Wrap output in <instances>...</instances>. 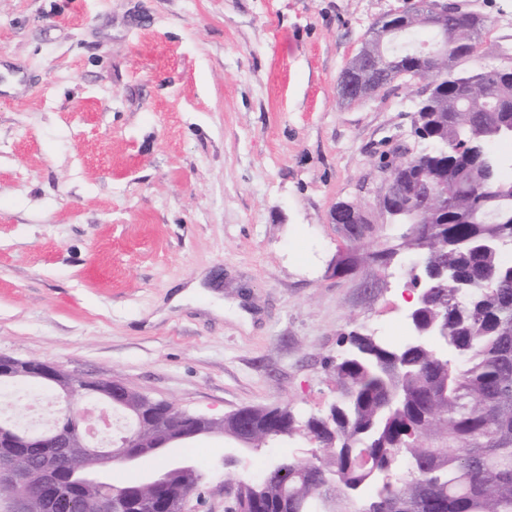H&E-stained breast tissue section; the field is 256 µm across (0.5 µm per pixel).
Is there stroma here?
Wrapping results in <instances>:
<instances>
[{
	"label": "stroma",
	"instance_id": "1",
	"mask_svg": "<svg viewBox=\"0 0 512 512\" xmlns=\"http://www.w3.org/2000/svg\"><path fill=\"white\" fill-rule=\"evenodd\" d=\"M408 2L0 0V354L217 418L325 415L340 336L408 335L406 259L336 276L333 221L377 220L381 151L411 138L417 85L346 104L337 85ZM455 3L507 43L512 0ZM315 448L171 454L205 475L192 512H224L225 479Z\"/></svg>",
	"mask_w": 512,
	"mask_h": 512
}]
</instances>
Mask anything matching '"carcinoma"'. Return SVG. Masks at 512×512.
<instances>
[{
    "label": "carcinoma",
    "mask_w": 512,
    "mask_h": 512,
    "mask_svg": "<svg viewBox=\"0 0 512 512\" xmlns=\"http://www.w3.org/2000/svg\"><path fill=\"white\" fill-rule=\"evenodd\" d=\"M423 27L410 28L406 54L394 62L395 78L423 74L428 92L412 120L416 137L430 144L400 170L405 193L390 201L397 210L424 205L427 191L446 199L428 214L429 223L396 236L398 256L423 254L437 276L448 267L475 285L462 302L452 288H430L419 319L442 327L443 335L420 344L395 346L372 334L341 337L343 354L329 361L339 395L325 417L299 426L287 407L248 406L252 447L272 441L274 425L293 435L302 428L320 448L303 459L283 457L259 480L232 483L234 508L225 512H512V221L489 215L512 211V180L496 174L486 193L472 184L482 177L472 146L501 137L498 124L512 112H495L512 102V74L481 62L489 31L448 35L456 57L430 62L414 55L423 46ZM474 60L470 71L462 63ZM348 237L336 270L365 264L384 266L396 256L387 247ZM138 487L143 494L197 491L187 475L166 489L107 481L102 491ZM61 492L95 508L96 490Z\"/></svg>",
    "instance_id": "carcinoma-1"
}]
</instances>
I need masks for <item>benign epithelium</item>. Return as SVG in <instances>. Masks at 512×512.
<instances>
[{"label":"benign epithelium","mask_w":512,"mask_h":512,"mask_svg":"<svg viewBox=\"0 0 512 512\" xmlns=\"http://www.w3.org/2000/svg\"><path fill=\"white\" fill-rule=\"evenodd\" d=\"M450 15L448 0H419L417 3L413 16L427 25L436 37L430 51L424 53L430 61L446 57V51L442 50L441 36L448 34ZM409 28V21L406 20L394 28H382L375 24L369 29L362 49L339 76L338 86L342 98L366 99L385 88V81L390 76L375 72L365 61L374 47L382 53H389L396 36ZM405 158V154H396L392 156V164L381 170L377 197L384 207L389 200L403 192L398 164ZM410 285L420 298L424 295L423 289L431 285L430 273L419 258L413 261ZM0 377L30 379L49 387L59 397L64 392H79L87 400L103 402L112 412L135 423L128 433L109 443L94 432L99 423L105 424L107 420L96 415L95 409L83 406L67 411L47 433L23 431L9 423L0 425V485L19 490L18 495L0 504V512H29L30 492L38 496L43 512H69L75 506L76 499L68 502L63 500L59 488L62 478L72 473V451L79 449L88 455L97 456L105 465L114 461L134 464L141 454L132 450V447L140 448L146 442L145 425L148 421L163 434L171 436L169 443L173 445L204 434L223 433L240 450H251L248 426L226 432L224 418H212L185 410L180 411L179 423L175 426L170 420L157 416V408L164 401L135 393L117 380L67 374L47 362L34 363L5 355H0ZM28 448L44 449L40 460L33 466L25 463ZM173 471L192 477L199 474L195 465L172 458L168 460L165 469L146 476V482L162 485ZM191 496L192 493L187 491L167 498H148L132 492L110 494L98 501L96 512H187Z\"/></svg>","instance_id":"7a95c632"}]
</instances>
